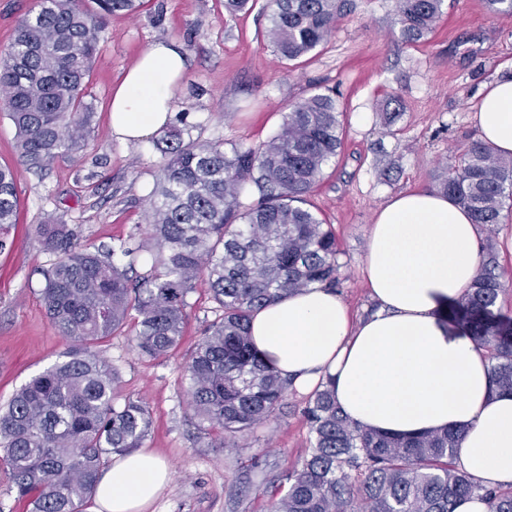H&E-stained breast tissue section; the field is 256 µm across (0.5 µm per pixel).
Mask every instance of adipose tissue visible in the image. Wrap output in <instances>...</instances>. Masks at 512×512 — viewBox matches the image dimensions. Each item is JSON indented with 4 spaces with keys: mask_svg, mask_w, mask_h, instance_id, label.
I'll return each mask as SVG.
<instances>
[{
    "mask_svg": "<svg viewBox=\"0 0 512 512\" xmlns=\"http://www.w3.org/2000/svg\"><path fill=\"white\" fill-rule=\"evenodd\" d=\"M186 58L152 44L128 69L111 102L112 134L138 142L174 117ZM474 120L482 142L512 155V79L482 91ZM482 264L469 213L430 190L401 192L376 212L362 278L378 305L352 321L333 290L307 288L257 310L255 349L302 394L332 382L355 423L416 435L459 431L456 467L488 488L512 487V393L492 389L486 348L446 319ZM169 469L140 449L114 459L84 512H148Z\"/></svg>",
    "mask_w": 512,
    "mask_h": 512,
    "instance_id": "obj_1",
    "label": "adipose tissue"
}]
</instances>
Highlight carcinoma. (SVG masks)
<instances>
[{
    "instance_id": "cac0c4a2",
    "label": "carcinoma",
    "mask_w": 512,
    "mask_h": 512,
    "mask_svg": "<svg viewBox=\"0 0 512 512\" xmlns=\"http://www.w3.org/2000/svg\"><path fill=\"white\" fill-rule=\"evenodd\" d=\"M35 0L0 53V110L17 130L21 161L45 169L74 161L88 145L94 106L84 101L105 18L140 0ZM444 0H396L395 23L419 40L444 14ZM343 0H272L266 37L278 55H311L331 35ZM172 126L156 142L164 163L146 213L148 235L132 233L103 251L80 246L66 224L38 225L42 301L51 325L73 343L65 360L34 376L0 410V460L27 512H77L113 454L142 447L150 429L141 399L117 398L116 368L96 351L131 317L135 349L168 357L181 342L188 296L207 277L220 314L183 364L198 428L219 445L253 433L280 408L288 379L256 352L252 314L304 288L338 286L336 237L307 196L342 144L340 112L328 89L293 104L279 130L257 146L184 139ZM435 188L492 232L512 203V158L477 140ZM15 171L0 165V251L16 221ZM139 262L136 279L127 268ZM503 290L491 246L470 293L446 317L475 326L491 353L493 389L512 393V320L494 309ZM311 452L282 479L269 512H454L477 496L489 512H512V488H486L454 464L460 435L399 437L365 429L336 404L331 382L302 409Z\"/></svg>"
}]
</instances>
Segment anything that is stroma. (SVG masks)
Listing matches in <instances>:
<instances>
[{"label":"stroma","mask_w":512,"mask_h":512,"mask_svg":"<svg viewBox=\"0 0 512 512\" xmlns=\"http://www.w3.org/2000/svg\"><path fill=\"white\" fill-rule=\"evenodd\" d=\"M224 3L141 0L137 13L106 18L85 90L94 129L78 161L29 169L16 152L13 122L0 112V165L14 169L19 193L13 245L0 252V409L69 347L41 299L40 269L50 256L40 249L37 224L51 218L69 225L83 246L112 245L146 224L163 157L153 138L113 137L109 102L153 43L175 42L187 57L175 109L186 113L192 136L228 149L268 140L311 86L332 90L342 147L309 201L336 236V291L358 317L374 309L360 263L376 211L402 191L432 189L434 175L456 165L479 138L473 120L479 93L512 77V15L489 14L483 0H445L435 30L417 41L395 25V0H347L315 56L293 62L281 60L265 37L268 0H249L234 14ZM493 244L504 282L498 308L512 318V209L504 210ZM188 301L183 339L169 358L138 355L130 325L100 346L118 371V397L141 398L151 411L145 448L173 470L149 512H268L261 488L308 453L305 399L288 392L282 408L233 447L215 446L213 436L199 433L182 365L217 313L205 280Z\"/></svg>","instance_id":"35a3bbf8"}]
</instances>
